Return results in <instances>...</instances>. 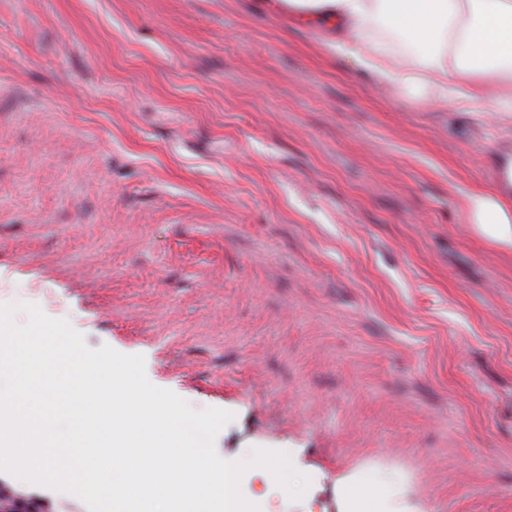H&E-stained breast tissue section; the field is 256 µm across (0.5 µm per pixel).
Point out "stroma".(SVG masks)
Instances as JSON below:
<instances>
[{
  "label": "stroma",
  "instance_id": "35a3bbf8",
  "mask_svg": "<svg viewBox=\"0 0 512 512\" xmlns=\"http://www.w3.org/2000/svg\"><path fill=\"white\" fill-rule=\"evenodd\" d=\"M383 84L257 0H0V304L281 451L259 512H512V253L467 197L512 121ZM0 483L88 512L77 496Z\"/></svg>",
  "mask_w": 512,
  "mask_h": 512
}]
</instances>
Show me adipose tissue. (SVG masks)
<instances>
[{
    "label": "adipose tissue",
    "mask_w": 512,
    "mask_h": 512,
    "mask_svg": "<svg viewBox=\"0 0 512 512\" xmlns=\"http://www.w3.org/2000/svg\"><path fill=\"white\" fill-rule=\"evenodd\" d=\"M321 29L338 54L379 80L435 103L491 99L512 114V0H263ZM476 230L512 250V194L478 188L468 198Z\"/></svg>",
    "instance_id": "ef3b65f1"
}]
</instances>
